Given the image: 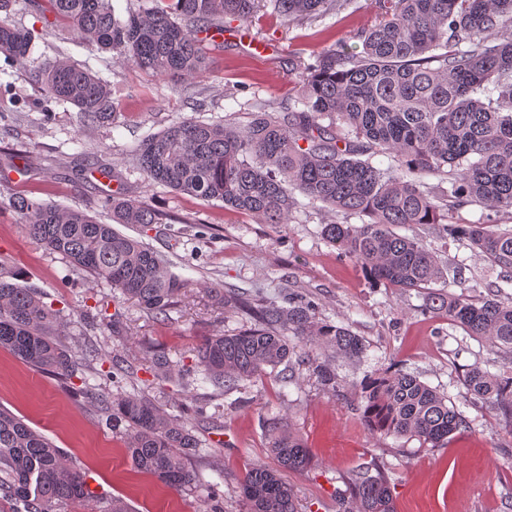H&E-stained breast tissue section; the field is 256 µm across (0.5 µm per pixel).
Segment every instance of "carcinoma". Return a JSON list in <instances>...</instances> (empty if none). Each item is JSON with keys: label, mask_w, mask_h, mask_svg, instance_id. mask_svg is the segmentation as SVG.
I'll return each mask as SVG.
<instances>
[{"label": "carcinoma", "mask_w": 512, "mask_h": 512, "mask_svg": "<svg viewBox=\"0 0 512 512\" xmlns=\"http://www.w3.org/2000/svg\"><path fill=\"white\" fill-rule=\"evenodd\" d=\"M56 18L78 39L113 52L141 70L173 79L193 78L207 62L198 34L220 28L229 16L248 21L272 6L285 20L321 18L339 0H145L127 17L112 0H48ZM512 0H378L373 21L358 30L361 51L323 53L301 76L294 106L270 111L255 102L244 124L177 121L150 135L131 153L148 181L203 201L286 224L302 206L320 204L361 224H324L321 234L353 259L373 283L421 290L425 311L495 347L512 350V297L474 298L432 285L445 278L438 255L422 240L393 227L440 224L443 234L465 240L512 280V229L492 215L512 212ZM32 34L0 23V50L26 61ZM40 89L78 109L79 123L109 124L115 106L108 84L69 60L44 70ZM329 120L323 124V120ZM393 160L386 169L372 158ZM444 176L446 190L425 181ZM117 224H159L144 202L107 199ZM477 205L487 214L473 224L448 221V210ZM12 207L27 234L70 267L104 280L156 316L178 303L186 280L148 243L102 224L78 209L18 194ZM217 303L240 309L252 324L234 334L210 336L192 350L194 371L227 392L242 381L285 366L312 369L336 390V372L321 360L331 349L349 360L363 357V340L344 325L322 323L317 305L290 299L279 307L232 292L209 290ZM69 323L35 288L0 271V348L38 371L70 380L96 360L89 347L77 356L65 345ZM155 375L171 380L181 370L163 353L152 357ZM473 405L512 414V376L479 365L466 369ZM88 397L112 409L124 428L125 447L137 470L187 489L195 482L188 459L199 441L179 418L144 394ZM363 418L376 433L415 437L440 447L468 427L448 398L408 373L364 387ZM277 467H253L239 484L243 512H298L283 473L303 471L312 453L284 419L264 422ZM357 512H396L381 472L348 478ZM89 496L83 475L54 443L21 418L0 409V501L11 512H62Z\"/></svg>", "instance_id": "carcinoma-1"}]
</instances>
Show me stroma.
<instances>
[{
	"mask_svg": "<svg viewBox=\"0 0 512 512\" xmlns=\"http://www.w3.org/2000/svg\"><path fill=\"white\" fill-rule=\"evenodd\" d=\"M376 12L375 0H352L345 9L309 20L287 21L263 11L246 22L225 18L226 39L204 45L206 70L185 81L94 51L54 18L47 0H17L12 12H0V23L33 36L26 64L0 51V260L20 273L22 285L43 292L47 303L71 319L65 343L73 353L90 342L98 350L93 369L80 370L69 391L0 349V406L52 439L84 473L86 512H101L115 498L134 512H210L213 483L224 494V512H241L238 485L246 470L275 464L263 431L273 416L282 417L314 456L308 469L286 475L299 512H343L346 478L374 463L390 479L397 512H512V426L501 414L467 402L463 382L474 364L511 375L512 353L468 336L445 317L424 314L416 291L370 282L323 239L322 225L336 219L328 209L308 206L288 223L263 224L222 202L151 183L127 159L147 135L184 118L243 123L255 97L285 110L294 103L305 67L335 47L359 51L357 30ZM255 40L267 43L270 53L253 55ZM62 57L108 83L116 107L111 124L79 127L71 104L41 94L42 71ZM19 193L104 222L110 216L103 206L107 197L142 200L162 215V223L124 224L121 232L164 254L188 288L168 315L156 317L107 282L72 271L25 233L11 206ZM397 232L422 239L441 256L455 291L512 297V281L467 243L443 238L436 225L401 226ZM212 286L278 305L295 295L313 301L321 322L348 326L367 350L357 362L333 359L332 391L305 368L287 383L271 374L222 395L207 383L185 389L158 384L150 368L154 352L187 366L205 338L244 326V317L214 302ZM116 363L134 370L117 386L109 376ZM397 370L447 395L468 428L441 448L370 432L358 409L360 386ZM82 386L144 392L180 416L200 440L199 453L189 461L194 487L175 490L137 472L122 434L112 429L111 413L76 395Z\"/></svg>",
	"mask_w": 512,
	"mask_h": 512,
	"instance_id": "stroma-1",
	"label": "stroma"
}]
</instances>
